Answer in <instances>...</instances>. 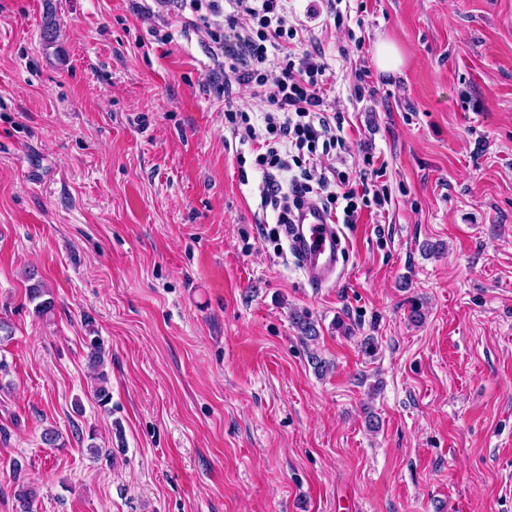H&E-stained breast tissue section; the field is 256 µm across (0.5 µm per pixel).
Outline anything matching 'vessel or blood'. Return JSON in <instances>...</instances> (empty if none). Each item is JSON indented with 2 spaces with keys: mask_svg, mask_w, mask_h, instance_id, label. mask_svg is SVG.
Instances as JSON below:
<instances>
[{
  "mask_svg": "<svg viewBox=\"0 0 512 512\" xmlns=\"http://www.w3.org/2000/svg\"><path fill=\"white\" fill-rule=\"evenodd\" d=\"M290 248L310 280L329 282L341 250V240L332 216L320 206L305 207L288 228Z\"/></svg>",
  "mask_w": 512,
  "mask_h": 512,
  "instance_id": "vessel-or-blood-1",
  "label": "vessel or blood"
}]
</instances>
